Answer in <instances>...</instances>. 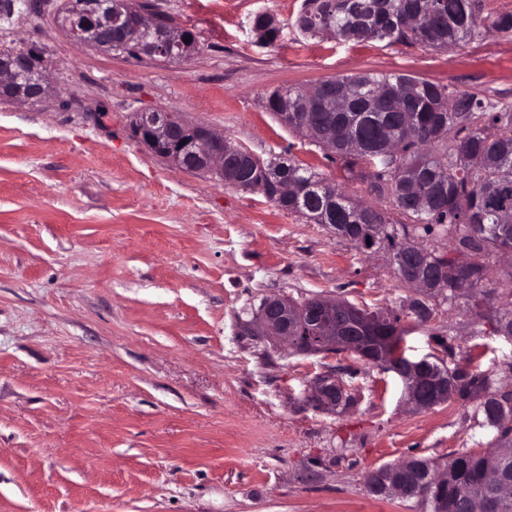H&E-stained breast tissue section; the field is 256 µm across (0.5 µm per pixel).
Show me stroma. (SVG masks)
Returning a JSON list of instances; mask_svg holds the SVG:
<instances>
[{"label": "stroma", "mask_w": 512, "mask_h": 512, "mask_svg": "<svg viewBox=\"0 0 512 512\" xmlns=\"http://www.w3.org/2000/svg\"><path fill=\"white\" fill-rule=\"evenodd\" d=\"M63 0L0 16V49L44 51L52 94L0 103V512H421L369 493L368 473L490 448L472 404L416 410L394 372L347 353L307 355L246 333L269 297L322 296L395 312L416 297L386 251L362 252L263 195L177 169L135 141V113L180 114L264 161L285 158L351 200L333 154L282 124L265 96L334 76L407 74L512 105V37L448 49L301 35L302 0H151L192 30L188 59L76 44ZM281 29L269 46L256 12ZM430 299L403 319L406 354L495 372L512 390V339ZM358 364L355 403L319 411L316 378Z\"/></svg>", "instance_id": "1"}]
</instances>
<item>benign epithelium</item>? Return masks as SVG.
<instances>
[{
    "label": "benign epithelium",
    "instance_id": "1",
    "mask_svg": "<svg viewBox=\"0 0 512 512\" xmlns=\"http://www.w3.org/2000/svg\"><path fill=\"white\" fill-rule=\"evenodd\" d=\"M59 24L75 41L102 51H112V46L136 41L150 57L178 60L174 50L185 45L184 38L196 40L194 34L170 20L166 26L140 10L132 0H95L86 9L79 7L56 17ZM8 91L9 99L18 104L36 105L46 98L48 77L46 71L28 67L12 50H0V91ZM134 138L154 154H162L172 165L182 170H207L219 177L234 167V161L246 156L257 161L249 150L231 143L223 135L211 130L195 133L182 124L178 117L162 111L138 113ZM347 311L345 305L330 299H322L310 314L320 328L307 337L313 352L359 353L364 345L351 336H343L332 321L336 315ZM295 311L286 297L268 298L259 313V320L266 334L291 345L297 337L288 335ZM381 345L376 356L366 358L372 364H383L410 382L409 402L416 408L434 407L448 401V388L442 383L431 386L430 397L423 395L421 386L428 380L429 360L412 361L399 350H389L390 339L380 336ZM341 383L336 375L326 373L316 378L307 402L315 409H336V391Z\"/></svg>",
    "mask_w": 512,
    "mask_h": 512
}]
</instances>
